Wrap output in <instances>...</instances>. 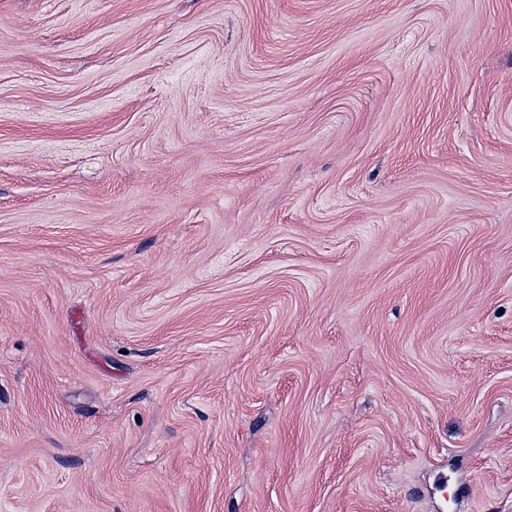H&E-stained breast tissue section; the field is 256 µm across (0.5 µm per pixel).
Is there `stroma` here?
I'll return each instance as SVG.
<instances>
[{
  "mask_svg": "<svg viewBox=\"0 0 512 512\" xmlns=\"http://www.w3.org/2000/svg\"><path fill=\"white\" fill-rule=\"evenodd\" d=\"M0 512H512V0H0Z\"/></svg>",
  "mask_w": 512,
  "mask_h": 512,
  "instance_id": "1",
  "label": "stroma"
}]
</instances>
